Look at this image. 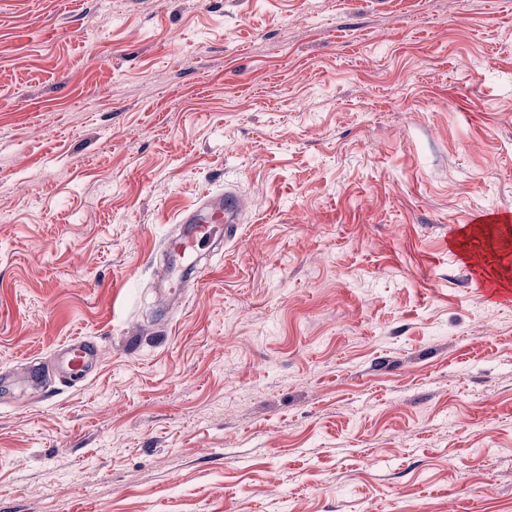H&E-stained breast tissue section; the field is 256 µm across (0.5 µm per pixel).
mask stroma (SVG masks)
<instances>
[{
    "label": "stroma",
    "mask_w": 512,
    "mask_h": 512,
    "mask_svg": "<svg viewBox=\"0 0 512 512\" xmlns=\"http://www.w3.org/2000/svg\"><path fill=\"white\" fill-rule=\"evenodd\" d=\"M504 212L512 0H0V512H512ZM241 206L240 198L231 191L219 196L205 195L197 208L181 215L180 223L187 225L179 236L167 240L166 251L192 268L199 249L213 247L223 237L235 236ZM223 223L224 232H218L215 224ZM61 352L66 357V368L69 374L80 379L95 368L100 360V352L96 344L82 337L70 339Z\"/></svg>",
    "instance_id": "35a3bbf8"
}]
</instances>
